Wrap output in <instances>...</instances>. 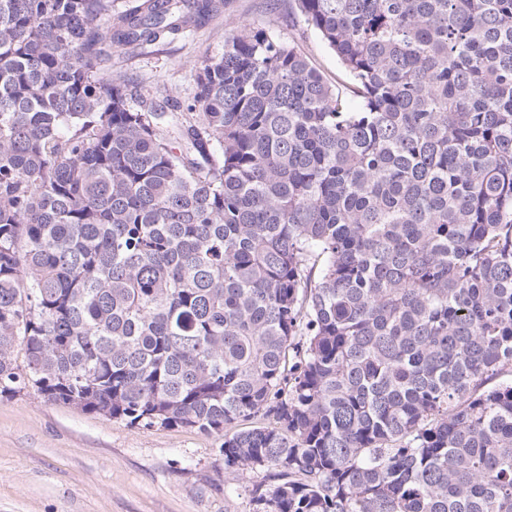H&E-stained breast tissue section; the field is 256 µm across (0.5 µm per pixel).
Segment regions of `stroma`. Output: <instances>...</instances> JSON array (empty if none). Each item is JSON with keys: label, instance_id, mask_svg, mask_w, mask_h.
Segmentation results:
<instances>
[{"label": "stroma", "instance_id": "stroma-1", "mask_svg": "<svg viewBox=\"0 0 512 512\" xmlns=\"http://www.w3.org/2000/svg\"><path fill=\"white\" fill-rule=\"evenodd\" d=\"M290 10L289 0L275 13L270 0H231L208 26L123 50L114 63L143 93L192 100L199 61L243 19L297 40L335 78V55ZM219 448L195 429L146 430L24 391L0 399V512H254L251 491L269 470H227Z\"/></svg>", "mask_w": 512, "mask_h": 512}]
</instances>
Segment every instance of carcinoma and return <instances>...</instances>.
Instances as JSON below:
<instances>
[{
    "label": "carcinoma",
    "mask_w": 512,
    "mask_h": 512,
    "mask_svg": "<svg viewBox=\"0 0 512 512\" xmlns=\"http://www.w3.org/2000/svg\"><path fill=\"white\" fill-rule=\"evenodd\" d=\"M221 2L0 0V397L215 434L255 512H512V0L112 71Z\"/></svg>",
    "instance_id": "1"
}]
</instances>
